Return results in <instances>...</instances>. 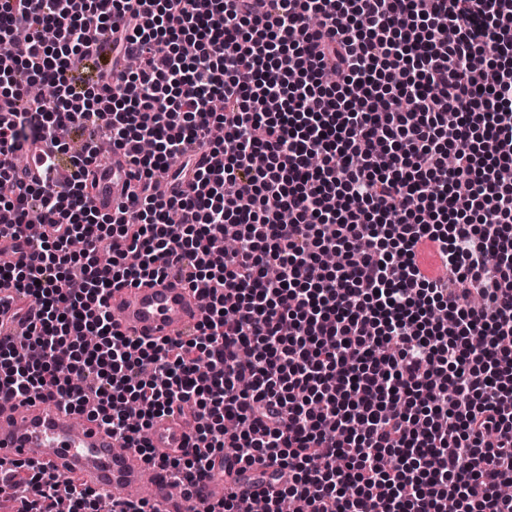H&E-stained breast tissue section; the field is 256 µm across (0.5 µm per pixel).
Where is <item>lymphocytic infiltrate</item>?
<instances>
[{"instance_id":"f902f5d3","label":"lymphocytic infiltrate","mask_w":512,"mask_h":512,"mask_svg":"<svg viewBox=\"0 0 512 512\" xmlns=\"http://www.w3.org/2000/svg\"><path fill=\"white\" fill-rule=\"evenodd\" d=\"M98 34L138 65L88 88ZM98 125L133 213L90 200ZM60 131L88 137L70 181L25 184ZM0 185L1 240L42 216L0 266L33 300L0 401L58 398L185 494L214 456L276 463L263 512H512V0H0ZM172 272L208 300L196 336H124L111 290ZM184 407L192 442L156 458ZM22 486L16 512H155L0 471ZM56 144L51 140H44L28 145L25 149L28 172V182L32 185H43L45 182L44 167L49 159L54 160L57 154ZM195 421L190 415L175 413L155 419L147 430L151 448L157 454L180 453L194 432Z\"/></svg>"}]
</instances>
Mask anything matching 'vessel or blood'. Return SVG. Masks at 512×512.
<instances>
[{
  "instance_id": "obj_1",
  "label": "vessel or blood",
  "mask_w": 512,
  "mask_h": 512,
  "mask_svg": "<svg viewBox=\"0 0 512 512\" xmlns=\"http://www.w3.org/2000/svg\"><path fill=\"white\" fill-rule=\"evenodd\" d=\"M56 153L50 140L26 147L29 184L47 180L61 184L68 179V168L48 164ZM130 169L128 157L120 152L91 167L96 208L113 212L125 201L124 185ZM108 303L119 315L122 333L132 338L184 339L206 317L196 295L173 274L114 289ZM194 428L191 416H162L150 426L148 440L156 453L173 455L185 448ZM0 460H33L48 470L75 476L97 492H117L127 499L149 502L158 512H203L224 481L235 483L241 494L248 495L270 480L269 472L259 469L219 472L214 478L198 481L191 499L176 496L164 473L147 477V466L136 450H118L111 433L96 421L74 418L49 397L0 405Z\"/></svg>"
}]
</instances>
